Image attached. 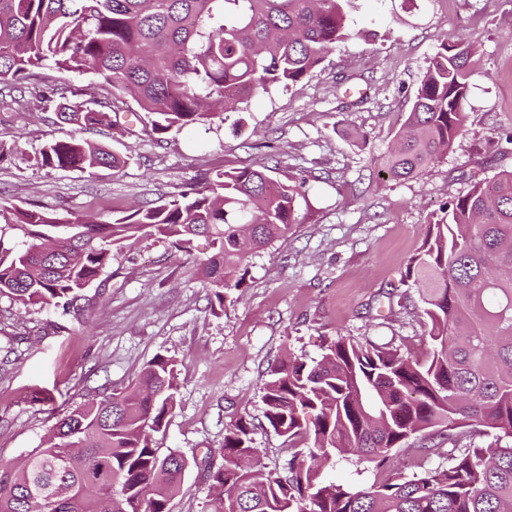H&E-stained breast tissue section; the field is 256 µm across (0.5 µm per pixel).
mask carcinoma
Masks as SVG:
<instances>
[{
  "label": "carcinoma",
  "instance_id": "cac0c4a2",
  "mask_svg": "<svg viewBox=\"0 0 512 512\" xmlns=\"http://www.w3.org/2000/svg\"><path fill=\"white\" fill-rule=\"evenodd\" d=\"M355 0H0V83L18 84L50 63L131 98L163 135L224 122L248 98L288 88L353 36ZM477 40L440 44L380 173L412 178L463 134ZM105 110L57 106L82 129ZM36 163L94 173L124 160L105 144L72 137L44 145ZM473 179L429 224L406 278L422 284L428 345L420 355L338 336L319 359L282 358L263 383L264 417L293 449L284 472L262 466L244 418L224 430L223 463L207 469L206 512H512V444L448 449V465L406 476L391 452L412 435L480 426L512 438V170ZM306 179L244 166L206 178L171 200L109 221H72L39 206L0 204V297L24 306L83 311V290L112 250L158 236L181 250L210 241L200 263L218 307L246 284V262L298 223ZM177 390L176 362L158 356L121 392L75 406L21 472L0 462V512H167L186 458L159 454ZM302 440L307 451L295 449ZM355 457L377 479L353 488L325 478L313 458Z\"/></svg>",
  "mask_w": 512,
  "mask_h": 512
}]
</instances>
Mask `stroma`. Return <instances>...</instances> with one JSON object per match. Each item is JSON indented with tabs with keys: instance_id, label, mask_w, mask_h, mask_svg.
I'll use <instances>...</instances> for the list:
<instances>
[{
	"instance_id": "35a3bbf8",
	"label": "stroma",
	"mask_w": 512,
	"mask_h": 512,
	"mask_svg": "<svg viewBox=\"0 0 512 512\" xmlns=\"http://www.w3.org/2000/svg\"><path fill=\"white\" fill-rule=\"evenodd\" d=\"M353 35L317 71L289 88L253 96L232 121L194 124L163 142L142 131L137 104L117 100L116 123L90 131L125 163L94 173L42 168L46 143L75 135L49 97L74 92L88 109L107 100L86 76L51 66L0 88V202L39 205L106 220L135 204L168 200L202 176L246 165H278L279 177L306 178L298 224L250 257L242 297L212 313L198 271L205 238L189 252L152 238L116 252L85 289L90 314L23 306L0 298V459H24L71 408L128 386L162 355L177 364L178 391L160 453L191 462L169 512H204L206 464H221L224 428L245 418L267 470L281 469L284 439L267 423L262 386L291 354L319 358L326 340L347 336L403 353L425 347L429 327L417 286L404 276L427 226L448 200L466 194L473 173L512 167L496 133L512 128V0H360ZM475 38L465 131L421 175L382 178L380 169L441 41ZM494 430L468 426L453 439L411 436L391 467L444 463L442 449L495 444ZM434 448L427 460L414 451Z\"/></svg>"
}]
</instances>
